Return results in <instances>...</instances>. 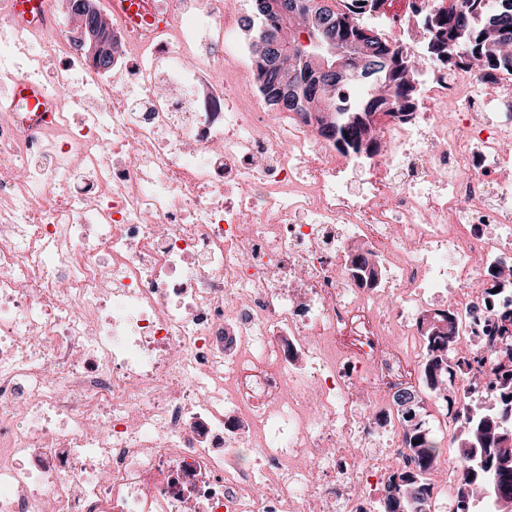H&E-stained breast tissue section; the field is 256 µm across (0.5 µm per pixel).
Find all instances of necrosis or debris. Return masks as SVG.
Here are the masks:
<instances>
[{
	"mask_svg": "<svg viewBox=\"0 0 512 512\" xmlns=\"http://www.w3.org/2000/svg\"><path fill=\"white\" fill-rule=\"evenodd\" d=\"M228 11L113 20L108 75L60 13L0 11V73L58 104L0 119V512H383L398 397L450 421L485 390L471 284L512 255V82L433 63L362 160L264 111ZM441 309L468 353L451 409L421 373ZM11 21L19 28H29L32 25L43 26L49 23L47 9L49 0H11Z\"/></svg>",
	"mask_w": 512,
	"mask_h": 512,
	"instance_id": "1",
	"label": "necrosis or debris"
}]
</instances>
